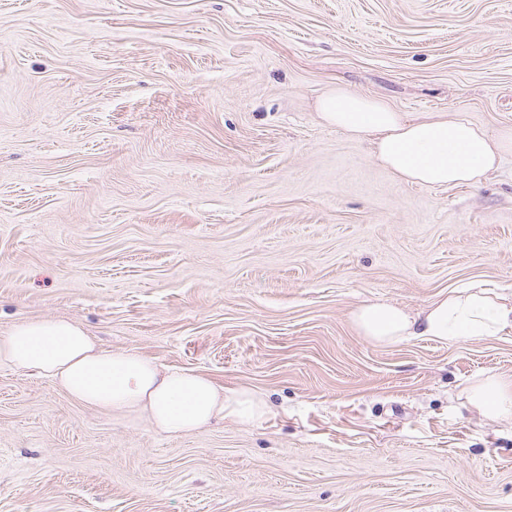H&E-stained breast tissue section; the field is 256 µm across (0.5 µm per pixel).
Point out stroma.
I'll list each match as a JSON object with an SVG mask.
<instances>
[{"label":"stroma","mask_w":512,"mask_h":512,"mask_svg":"<svg viewBox=\"0 0 512 512\" xmlns=\"http://www.w3.org/2000/svg\"><path fill=\"white\" fill-rule=\"evenodd\" d=\"M512 128V0H0V333L37 318L263 394L260 423L155 432L0 362V512H512V329L360 336L512 295V155L396 177L324 125L335 86ZM480 286L448 290L421 313L397 305L371 302L360 306L353 322L361 336L376 344L417 337L454 344L475 337H495L512 329V300ZM464 393V405L485 417L512 423V378L485 372Z\"/></svg>","instance_id":"stroma-1"}]
</instances>
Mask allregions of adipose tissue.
<instances>
[{"label":"adipose tissue","mask_w":512,"mask_h":512,"mask_svg":"<svg viewBox=\"0 0 512 512\" xmlns=\"http://www.w3.org/2000/svg\"><path fill=\"white\" fill-rule=\"evenodd\" d=\"M321 119L351 137L371 141L376 158L400 179L419 185L480 184L512 152V131L490 135L464 119H418L385 101L343 87L317 101ZM353 322L377 344L417 337L454 344L495 337L512 329V301L480 286L448 290L421 313L371 302ZM50 379L78 401L145 417L158 431L179 435L230 422L250 425L269 411L257 392L227 391L207 375L163 369L133 352L96 346L79 325L64 319H31L0 334V362ZM466 407L512 423V378L486 372L464 391Z\"/></svg>","instance_id":"obj_1"}]
</instances>
